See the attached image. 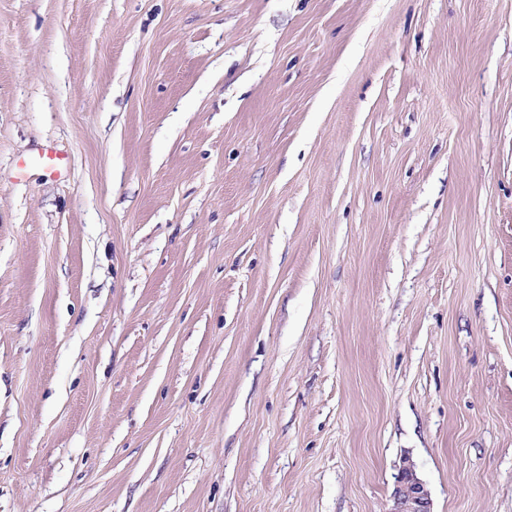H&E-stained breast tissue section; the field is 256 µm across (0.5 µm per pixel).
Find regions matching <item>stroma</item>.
Listing matches in <instances>:
<instances>
[{"label":"stroma","mask_w":512,"mask_h":512,"mask_svg":"<svg viewBox=\"0 0 512 512\" xmlns=\"http://www.w3.org/2000/svg\"><path fill=\"white\" fill-rule=\"evenodd\" d=\"M406 454L512 512V0H0V512H384Z\"/></svg>","instance_id":"1"}]
</instances>
